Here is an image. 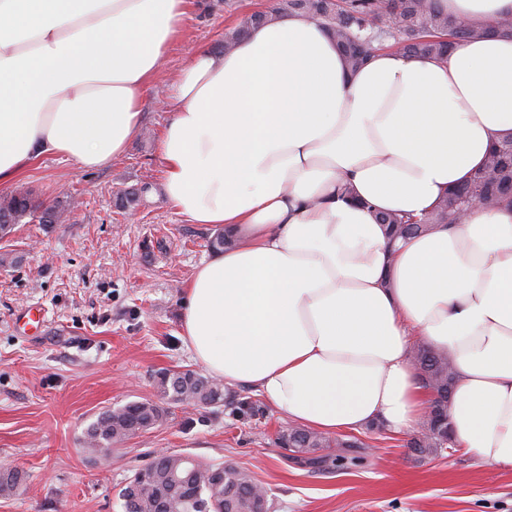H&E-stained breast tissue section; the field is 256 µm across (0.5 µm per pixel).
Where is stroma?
<instances>
[{"mask_svg":"<svg viewBox=\"0 0 512 512\" xmlns=\"http://www.w3.org/2000/svg\"><path fill=\"white\" fill-rule=\"evenodd\" d=\"M277 2L192 0L123 155L94 170L50 155L0 183V195L26 190L44 205H67L64 222L26 218L0 237V467L22 475L0 512H123L127 478L162 450L245 469L271 512H512V471L455 450L419 456L410 435L378 424L357 432L365 445L357 463L323 474L294 465L278 443L287 420L238 384L205 408L168 405L162 424L109 456L86 444V427L103 411L162 403L159 372L206 371L181 334L182 303L215 232L165 200L158 137L173 73ZM127 191L140 194L129 209L119 201ZM31 307L45 311L36 332L20 318Z\"/></svg>","mask_w":512,"mask_h":512,"instance_id":"obj_1","label":"stroma"}]
</instances>
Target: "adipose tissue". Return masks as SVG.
<instances>
[{"label": "adipose tissue", "mask_w": 512, "mask_h": 512, "mask_svg": "<svg viewBox=\"0 0 512 512\" xmlns=\"http://www.w3.org/2000/svg\"><path fill=\"white\" fill-rule=\"evenodd\" d=\"M188 3L0 0V182L45 155L85 170L123 155ZM436 3L512 15V0ZM169 90L165 198L226 240L184 289L196 359L308 429L400 435L431 399L411 357L426 342L453 362L456 446L512 471V205L394 243L377 220L424 217L512 135V36L353 71L294 14L196 51Z\"/></svg>", "instance_id": "obj_1"}]
</instances>
